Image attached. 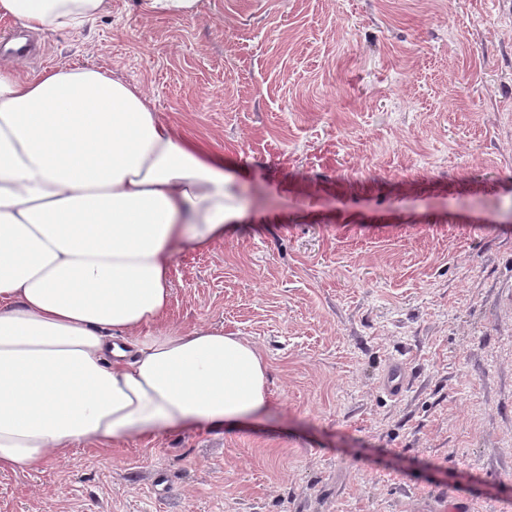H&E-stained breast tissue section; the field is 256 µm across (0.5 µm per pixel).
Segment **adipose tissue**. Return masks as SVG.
I'll use <instances>...</instances> for the list:
<instances>
[{"mask_svg": "<svg viewBox=\"0 0 512 512\" xmlns=\"http://www.w3.org/2000/svg\"><path fill=\"white\" fill-rule=\"evenodd\" d=\"M111 0H0L78 32ZM224 156L94 66L0 69V471L270 407L268 368L223 328L164 327L175 253L244 218Z\"/></svg>", "mask_w": 512, "mask_h": 512, "instance_id": "obj_1", "label": "adipose tissue"}]
</instances>
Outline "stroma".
Returning <instances> with one entry per match:
<instances>
[{
	"mask_svg": "<svg viewBox=\"0 0 512 512\" xmlns=\"http://www.w3.org/2000/svg\"><path fill=\"white\" fill-rule=\"evenodd\" d=\"M29 37L0 68H103L243 166L248 216L175 255L164 324L256 344L272 405L0 472V512H512V0L0 19Z\"/></svg>",
	"mask_w": 512,
	"mask_h": 512,
	"instance_id": "1",
	"label": "stroma"
}]
</instances>
